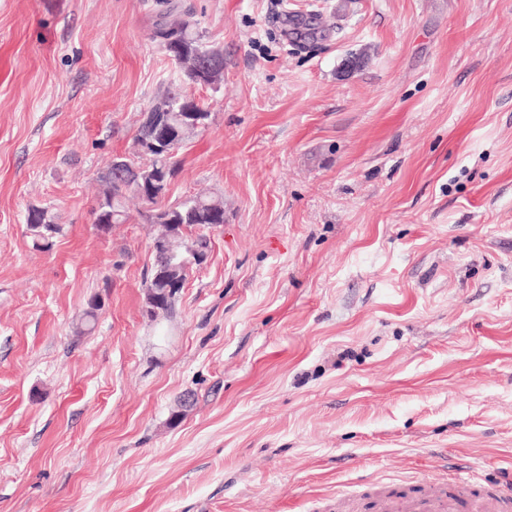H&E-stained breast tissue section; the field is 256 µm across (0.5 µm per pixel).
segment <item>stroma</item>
<instances>
[{"instance_id":"stroma-1","label":"stroma","mask_w":512,"mask_h":512,"mask_svg":"<svg viewBox=\"0 0 512 512\" xmlns=\"http://www.w3.org/2000/svg\"><path fill=\"white\" fill-rule=\"evenodd\" d=\"M172 3L218 89L162 0H0V512H333L443 456L511 484L512 0ZM175 82L210 120L166 200L224 222L154 319L140 201L93 211ZM164 36L175 37L187 55L214 53L220 65L224 67V55L218 48L208 45L204 41V36L199 32L197 22L193 20L191 14L181 12L175 7L166 11L151 33V38L160 46V38ZM162 48L178 66H187L188 69H193L202 75V77L206 79L205 83L207 86L216 87L219 84L223 71H219L218 67L215 65L216 61L211 57L206 59L196 57L185 61V56L172 49L170 44H166ZM27 229L36 249H48L53 242L60 227L54 224L45 208L33 206L26 215Z\"/></svg>"}]
</instances>
